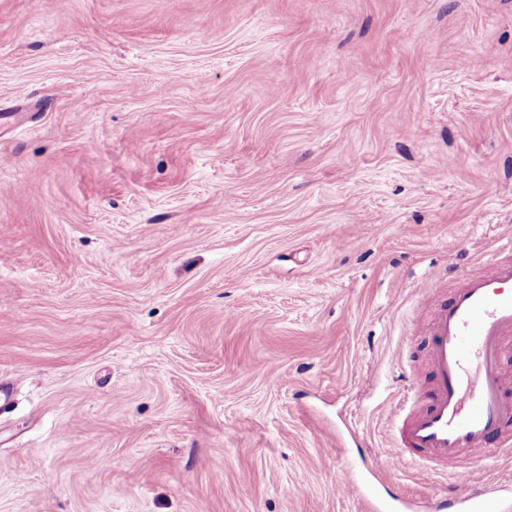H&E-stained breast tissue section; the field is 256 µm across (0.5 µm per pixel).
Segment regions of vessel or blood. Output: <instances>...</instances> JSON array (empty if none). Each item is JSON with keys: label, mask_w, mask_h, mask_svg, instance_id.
Here are the masks:
<instances>
[{"label": "vessel or blood", "mask_w": 512, "mask_h": 512, "mask_svg": "<svg viewBox=\"0 0 512 512\" xmlns=\"http://www.w3.org/2000/svg\"><path fill=\"white\" fill-rule=\"evenodd\" d=\"M427 340V387L411 382L417 406L402 416L396 462L444 466L464 459L454 486L468 485L475 467L512 455V237L496 249L491 269L469 275L440 302L420 299L414 324ZM388 512H512V485L431 501L400 500Z\"/></svg>", "instance_id": "1"}]
</instances>
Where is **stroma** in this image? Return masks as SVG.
I'll return each instance as SVG.
<instances>
[{
  "instance_id": "stroma-1",
  "label": "stroma",
  "mask_w": 512,
  "mask_h": 512,
  "mask_svg": "<svg viewBox=\"0 0 512 512\" xmlns=\"http://www.w3.org/2000/svg\"><path fill=\"white\" fill-rule=\"evenodd\" d=\"M512 231V0H0V512H366L418 288Z\"/></svg>"
}]
</instances>
